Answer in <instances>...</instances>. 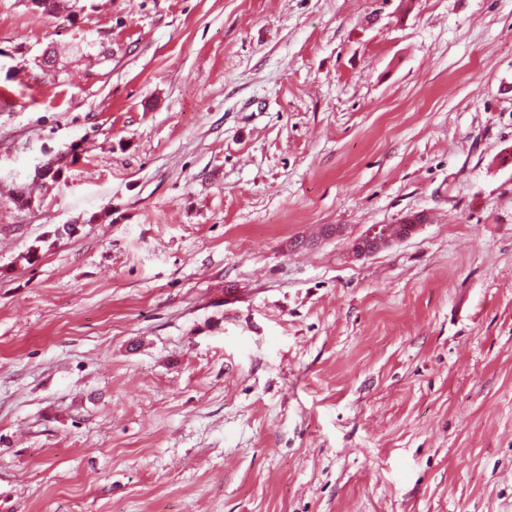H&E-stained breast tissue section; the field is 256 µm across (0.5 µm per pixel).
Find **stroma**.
I'll return each instance as SVG.
<instances>
[{"label": "stroma", "mask_w": 512, "mask_h": 512, "mask_svg": "<svg viewBox=\"0 0 512 512\" xmlns=\"http://www.w3.org/2000/svg\"><path fill=\"white\" fill-rule=\"evenodd\" d=\"M65 2L0 0V512H512V0ZM424 216V214H414L412 218L413 224H408L400 233H393L392 230L385 231L382 234H377L379 227L368 229L363 235L353 241L351 246V254L356 259L368 257L376 252H379L394 243L403 241L409 238L416 230L424 223L417 218Z\"/></svg>", "instance_id": "stroma-1"}]
</instances>
